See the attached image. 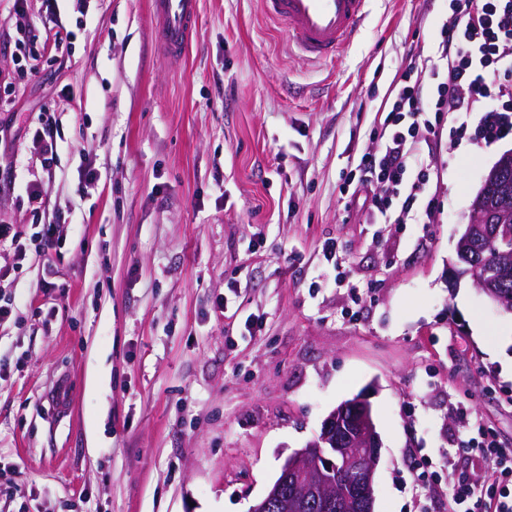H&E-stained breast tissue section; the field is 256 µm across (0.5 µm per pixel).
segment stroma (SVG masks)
Masks as SVG:
<instances>
[{
    "label": "stroma",
    "instance_id": "35a3bbf8",
    "mask_svg": "<svg viewBox=\"0 0 512 512\" xmlns=\"http://www.w3.org/2000/svg\"><path fill=\"white\" fill-rule=\"evenodd\" d=\"M151 3L58 0L69 36L26 77L44 0H0V225L27 248L20 263L0 247V512H250L360 393L381 441L374 512H452L449 482L488 476L463 455L474 428L512 443V313L456 275L512 131L487 146L479 113H449L427 223H366L342 192L408 56L434 58L448 0H372L328 63L258 0H200L170 60ZM46 110L58 146L37 210Z\"/></svg>",
    "mask_w": 512,
    "mask_h": 512
}]
</instances>
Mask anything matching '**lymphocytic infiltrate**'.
<instances>
[{"mask_svg": "<svg viewBox=\"0 0 512 512\" xmlns=\"http://www.w3.org/2000/svg\"><path fill=\"white\" fill-rule=\"evenodd\" d=\"M439 61H409L382 124L381 137L362 153L349 205L370 224L416 220L432 180L420 143L438 137L449 112L503 116L512 127V89L499 86L512 52V0H448L437 32ZM469 450L491 466L490 484L458 482L448 489L454 512H512V445L478 428Z\"/></svg>", "mask_w": 512, "mask_h": 512, "instance_id": "lymphocytic-infiltrate-1", "label": "lymphocytic infiltrate"}]
</instances>
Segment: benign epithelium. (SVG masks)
Listing matches in <instances>:
<instances>
[{
    "mask_svg": "<svg viewBox=\"0 0 512 512\" xmlns=\"http://www.w3.org/2000/svg\"><path fill=\"white\" fill-rule=\"evenodd\" d=\"M493 304L502 307L497 291L471 269L464 270ZM380 459L372 408L359 396L344 402L326 418L317 440L294 452L277 481L251 512H304L318 508L336 512L347 507L343 486L329 475L340 470L355 475L352 493L361 512H374V475Z\"/></svg>",
    "mask_w": 512,
    "mask_h": 512,
    "instance_id": "1",
    "label": "benign epithelium"
}]
</instances>
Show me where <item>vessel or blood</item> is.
I'll return each instance as SVG.
<instances>
[{
	"label": "vessel or blood",
	"mask_w": 512,
	"mask_h": 512,
	"mask_svg": "<svg viewBox=\"0 0 512 512\" xmlns=\"http://www.w3.org/2000/svg\"><path fill=\"white\" fill-rule=\"evenodd\" d=\"M262 14L285 24L300 56L327 62L346 49L364 23L368 0H259ZM199 12V0H153L155 34L168 57L186 54Z\"/></svg>",
	"instance_id": "b4317fda"
}]
</instances>
